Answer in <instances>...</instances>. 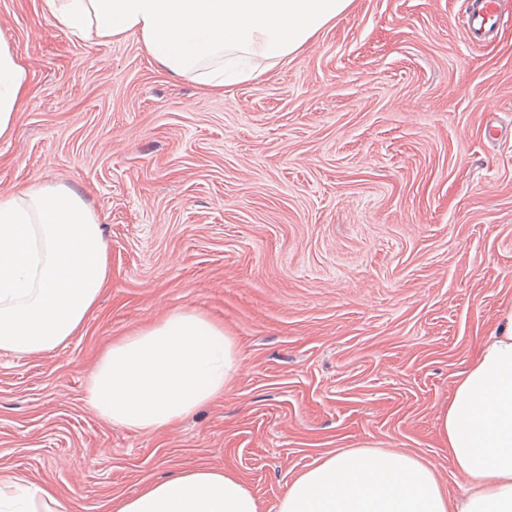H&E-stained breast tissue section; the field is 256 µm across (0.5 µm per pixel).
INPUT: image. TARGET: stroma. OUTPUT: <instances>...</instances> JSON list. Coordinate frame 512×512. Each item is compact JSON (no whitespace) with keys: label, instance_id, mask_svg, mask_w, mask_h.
<instances>
[{"label":"stroma","instance_id":"obj_1","mask_svg":"<svg viewBox=\"0 0 512 512\" xmlns=\"http://www.w3.org/2000/svg\"><path fill=\"white\" fill-rule=\"evenodd\" d=\"M469 2L351 0L215 92L137 37L91 43L43 0H0L30 73L0 192L74 188L109 263L65 345L0 351V474L52 484L62 512H107L208 466L276 512L320 457L368 447L416 454L461 493L438 414L512 310V24L470 42ZM177 309L233 338L223 395L150 434L101 420V356Z\"/></svg>","mask_w":512,"mask_h":512}]
</instances>
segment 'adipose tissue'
Listing matches in <instances>:
<instances>
[{"instance_id":"ef3b65f1","label":"adipose tissue","mask_w":512,"mask_h":512,"mask_svg":"<svg viewBox=\"0 0 512 512\" xmlns=\"http://www.w3.org/2000/svg\"><path fill=\"white\" fill-rule=\"evenodd\" d=\"M351 0H44L58 25L92 42L134 35L170 75L221 88L254 77L253 61L295 54ZM28 68L0 33V140L27 105ZM108 276L99 215L65 184L31 183L0 194V351L38 353L82 327ZM236 348L222 326L176 310L113 342L87 389L95 414L151 433L224 391ZM438 434L463 476L448 494L420 457L345 448L321 457L289 483L276 512H512V311L455 381ZM53 485L0 478V512H38L56 502ZM110 512H261L235 475L201 466L145 480Z\"/></svg>"}]
</instances>
